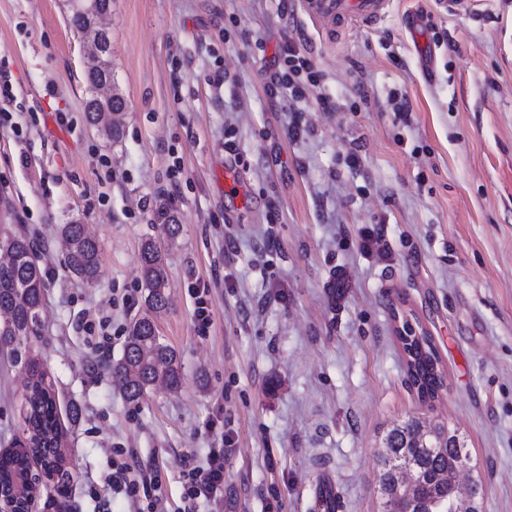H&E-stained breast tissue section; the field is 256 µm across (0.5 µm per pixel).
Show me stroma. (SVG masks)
<instances>
[{"instance_id": "1", "label": "stroma", "mask_w": 512, "mask_h": 512, "mask_svg": "<svg viewBox=\"0 0 512 512\" xmlns=\"http://www.w3.org/2000/svg\"><path fill=\"white\" fill-rule=\"evenodd\" d=\"M68 16L67 0H0L15 95L0 204L45 272L35 349L57 406L80 409L63 439L68 512H133L108 480L118 456L160 468L168 512H213L184 499L180 472L217 446L222 512H318L323 482L336 512H381L382 440L410 418L459 429L485 512H512V0H472L460 15L389 0L330 35L300 0H112L117 140L85 120L91 59ZM288 43L322 72L329 108L291 112L269 95ZM66 224L97 240V283L64 268ZM369 231L380 242L368 253ZM148 239L166 256L157 327L182 380L132 402L109 367L146 310ZM198 281L213 312L204 330ZM407 327L436 348L435 398L409 382ZM22 402V373L0 359V448L21 433Z\"/></svg>"}]
</instances>
